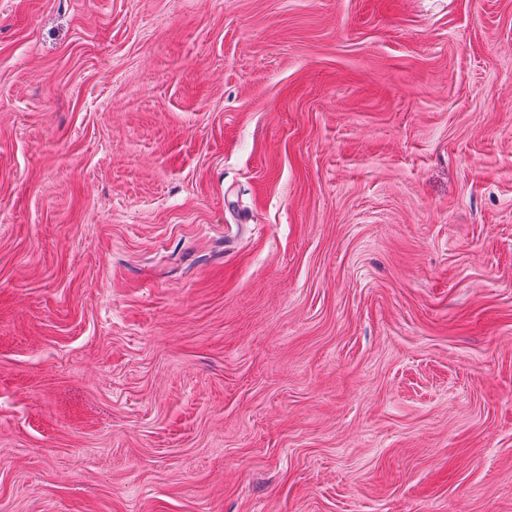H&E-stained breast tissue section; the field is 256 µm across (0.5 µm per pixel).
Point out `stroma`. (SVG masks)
I'll use <instances>...</instances> for the list:
<instances>
[{"label": "stroma", "instance_id": "35a3bbf8", "mask_svg": "<svg viewBox=\"0 0 512 512\" xmlns=\"http://www.w3.org/2000/svg\"><path fill=\"white\" fill-rule=\"evenodd\" d=\"M0 512H512V0H0Z\"/></svg>", "mask_w": 512, "mask_h": 512}]
</instances>
